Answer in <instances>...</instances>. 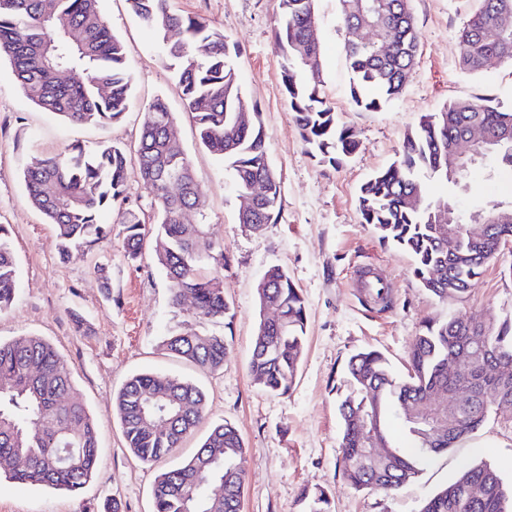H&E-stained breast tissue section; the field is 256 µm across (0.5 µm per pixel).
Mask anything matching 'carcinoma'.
Here are the masks:
<instances>
[{
	"label": "carcinoma",
	"instance_id": "carcinoma-1",
	"mask_svg": "<svg viewBox=\"0 0 512 512\" xmlns=\"http://www.w3.org/2000/svg\"><path fill=\"white\" fill-rule=\"evenodd\" d=\"M139 23L159 38L162 54L178 81L186 109L194 116L201 144L230 164L237 193H245L260 179L268 188L259 209L238 218L258 230L275 221L281 207V177L266 151L267 134L257 104L249 103V118L239 119L247 98L237 82L232 56L236 45L201 17L171 10L169 0H127ZM316 0H278L279 24L275 45L282 57L281 84L288 109L309 153L338 164L355 153L358 141L321 96L308 72L319 68L321 47L308 42L316 23ZM382 4L392 42L384 46L379 31L364 38L354 22L352 0H338L345 31L344 53L353 77L350 97L365 110H376L380 99L365 94L368 87L391 99L405 86V67L414 63L419 47L411 0H362L365 8ZM512 16V0H477V7L456 34L459 66L476 74L496 57L512 63V29L502 41L490 43L482 32ZM0 51L11 66L23 95L38 108L74 124L114 125L128 109L132 78L123 42L115 36L98 0H0ZM71 72L62 83L57 74ZM480 125L494 136L512 129V110L504 111L486 97L461 99L430 113L408 132L396 161L376 172L359 189L362 223L384 242L407 252L421 286L441 300L461 302L469 287L502 243L512 239V224H497L476 240L462 233L456 262L440 244L439 225L426 207H413L416 194L426 203L454 205L452 196L430 198L426 181L456 187L448 176V144L463 128ZM174 114L165 102L148 105L135 156L116 143L94 149L71 146L53 154H36L23 170L31 205L54 225L62 260L78 244L93 247L107 239L112 228L98 223V214L124 197L129 166L154 194L155 257L169 281L174 305L188 299L197 322H221L230 328L234 317L224 296V251L207 236L198 207V187L188 157L171 139ZM501 168L512 172V142L493 147ZM123 252L137 259L148 234L137 211L122 213ZM450 271L436 284L431 275ZM259 304L282 308L283 323L259 322L253 342L250 371L257 384L284 395L295 384L304 350L307 307L287 271L272 265L257 289ZM17 295V266L9 228L0 224V312L12 308ZM471 345L487 357H460V367L448 374V358ZM165 349L201 368L224 367L228 352L222 332L185 326L164 340ZM346 371L352 392L341 400V448L344 477L356 490L394 492L418 473L425 456L454 447L483 425L496 401H512V316L475 321L459 312L444 320L428 319L409 352V373L398 380L385 357L375 349L352 354ZM450 388L473 395L450 431L433 436L426 420L404 421L405 435L416 448L407 454L396 448L387 430V417L408 401L425 402ZM158 379L148 373L129 378L114 397V409L131 453L144 463L171 454L194 434L206 407L204 392L179 377L168 380L164 397ZM72 382L61 356L39 336L0 342V458L22 451L30 465L9 478L21 484L74 492L92 477L98 464L95 424L88 409L71 400ZM370 412V425L388 448L390 468L376 472L361 461L363 443L357 412ZM170 421L161 429L156 420ZM245 448L231 424L214 425L193 456L155 480V512H240L246 479ZM224 486L217 498L214 490ZM479 485L478 498L462 496V489ZM309 512H332L324 491L307 494ZM421 512H512V485L504 483L487 462L460 470L421 508Z\"/></svg>",
	"mask_w": 512,
	"mask_h": 512
}]
</instances>
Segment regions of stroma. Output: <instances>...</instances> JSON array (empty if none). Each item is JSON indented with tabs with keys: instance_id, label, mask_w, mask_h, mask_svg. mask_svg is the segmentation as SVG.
I'll use <instances>...</instances> for the list:
<instances>
[{
	"instance_id": "stroma-1",
	"label": "stroma",
	"mask_w": 512,
	"mask_h": 512,
	"mask_svg": "<svg viewBox=\"0 0 512 512\" xmlns=\"http://www.w3.org/2000/svg\"><path fill=\"white\" fill-rule=\"evenodd\" d=\"M170 2L181 14L205 18L237 45V80L260 105L268 158L281 176L280 213L257 231L239 223L230 168L199 143L195 120L158 40L139 25L126 0H100L103 16L125 46L132 74L129 108L118 124L80 126L42 111L19 90L0 52V224L10 229L18 265V296L11 310L0 313V341L35 334L53 344L72 376V395L91 411L100 441L98 467L82 489L68 492L1 478L0 512H105L114 502L120 503V512H154L157 474L191 456L218 422L234 426L247 448L241 512H306L301 496L306 489L324 490L336 512H420L425 500L464 466L480 461L511 484L512 410L489 412L476 433L425 459L417 476L394 495L357 491L346 483L337 410L339 394L348 391L344 365L350 353L378 350L402 378L413 339L427 319L460 308L478 321L512 313V240L502 244L460 306L422 288L408 255L383 244L362 224L358 209L360 185L397 158L406 133L425 115L448 101L474 97L512 110L511 63L492 60L474 75L459 68L456 32L475 0H412L419 32L416 63L402 94L374 112L356 108L350 98L337 0H316V34L324 49L319 89L359 142L339 166L308 154L292 121L273 44L277 0ZM158 98L175 116V135L193 169L208 236L224 249V295L235 318L224 367L215 372L172 357L162 345L189 320L193 306L173 305L153 237H146L137 261H126L120 216L112 207L99 216L112 227L110 240L73 250L69 260H61L56 231L31 206L23 183L22 170L36 152L56 154L72 144L93 148L102 140L135 149L143 114ZM510 200L512 174L485 156L457 190L454 213L467 215L489 202ZM99 262L110 272L107 293L94 269ZM273 265L287 270L307 303L305 349L296 382L284 395L260 388L249 370L259 320L256 288ZM366 272L389 284V306L365 303L361 280ZM77 312L85 317L84 326L75 325ZM141 372L163 380L188 378L207 397L196 434L153 465L129 451L113 409L116 392Z\"/></svg>"
}]
</instances>
